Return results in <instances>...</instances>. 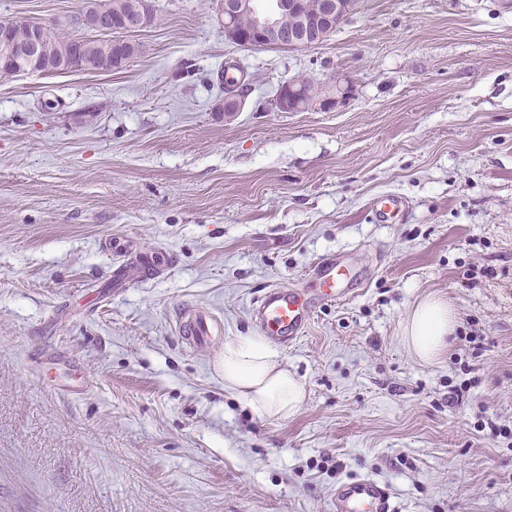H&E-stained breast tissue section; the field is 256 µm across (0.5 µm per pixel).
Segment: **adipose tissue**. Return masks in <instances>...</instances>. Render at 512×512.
Wrapping results in <instances>:
<instances>
[{"label":"adipose tissue","instance_id":"1","mask_svg":"<svg viewBox=\"0 0 512 512\" xmlns=\"http://www.w3.org/2000/svg\"><path fill=\"white\" fill-rule=\"evenodd\" d=\"M454 329L448 305L425 298L412 309L403 340L422 361L429 362L447 346ZM224 387L243 398L256 413L267 417L293 414L304 398V387L284 365L279 353L258 336L225 343L217 362Z\"/></svg>","mask_w":512,"mask_h":512}]
</instances>
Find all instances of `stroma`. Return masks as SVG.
I'll use <instances>...</instances> for the list:
<instances>
[{
    "instance_id": "obj_1",
    "label": "stroma",
    "mask_w": 512,
    "mask_h": 512,
    "mask_svg": "<svg viewBox=\"0 0 512 512\" xmlns=\"http://www.w3.org/2000/svg\"><path fill=\"white\" fill-rule=\"evenodd\" d=\"M85 2L0 0V21L66 28ZM219 3L156 0L122 69L0 77V512H331L354 475L400 512H512V0H358L295 50L225 42ZM301 75L351 98L272 110ZM387 192L410 210L379 224ZM129 243L169 271L114 287ZM329 252L374 277L281 349L297 411L259 415L216 359L256 335L253 294ZM429 296L457 334L424 362L402 336ZM186 307L210 345L180 339ZM327 89L330 92L326 96L319 94L302 106L298 103V96L292 84H283L280 86L271 105L278 112H301L312 108L329 110L342 107L352 92L349 86L345 82H341V80H333Z\"/></svg>"
}]
</instances>
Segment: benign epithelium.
Returning a JSON list of instances; mask_svg holds the SVG:
<instances>
[{
	"instance_id": "1",
	"label": "benign epithelium",
	"mask_w": 512,
	"mask_h": 512,
	"mask_svg": "<svg viewBox=\"0 0 512 512\" xmlns=\"http://www.w3.org/2000/svg\"><path fill=\"white\" fill-rule=\"evenodd\" d=\"M356 5L357 0H317L314 5L308 0H272L269 9L257 12L252 0H222L220 25L224 30V40L240 48H305L331 36L340 23L353 14ZM243 15L251 21L247 31L238 25V18ZM152 18V0H141L136 14L119 19L110 27L103 24L100 14L90 9L78 15L73 25L83 31L106 32L112 29L134 33L144 28ZM13 49L29 59H39L41 42L38 29L33 27L25 39L13 41ZM350 95L348 85L334 80L328 86V94L312 98L302 106L298 103L294 87L287 83L280 86L272 107L278 112H301L312 108L329 110L343 106Z\"/></svg>"
}]
</instances>
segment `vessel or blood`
I'll use <instances>...</instances> for the list:
<instances>
[{
    "label": "vessel or blood",
    "instance_id": "obj_1",
    "mask_svg": "<svg viewBox=\"0 0 512 512\" xmlns=\"http://www.w3.org/2000/svg\"><path fill=\"white\" fill-rule=\"evenodd\" d=\"M408 201L396 194H383L371 212L377 223L388 224L406 211ZM369 266L345 253L321 256L304 273L299 286L272 284L250 302L251 319L258 331L283 348L294 347L306 333L316 312L334 302L357 298L371 280ZM179 332L187 344L203 346L212 338L210 318L201 312H183ZM333 512H398L390 488L369 477L339 482L332 499Z\"/></svg>",
    "mask_w": 512,
    "mask_h": 512
}]
</instances>
